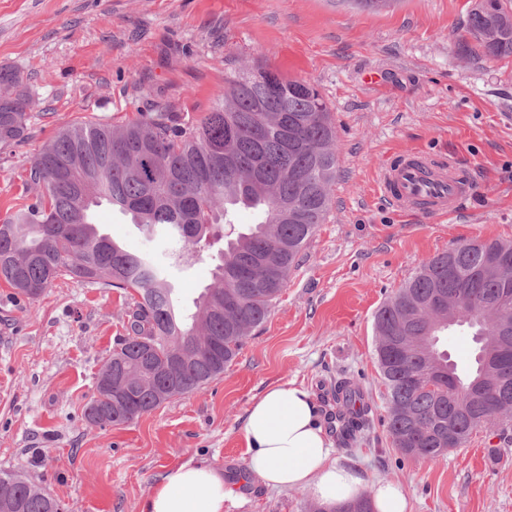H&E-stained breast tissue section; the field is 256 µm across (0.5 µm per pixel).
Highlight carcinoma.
<instances>
[{
	"label": "carcinoma",
	"instance_id": "obj_1",
	"mask_svg": "<svg viewBox=\"0 0 512 512\" xmlns=\"http://www.w3.org/2000/svg\"><path fill=\"white\" fill-rule=\"evenodd\" d=\"M363 11L396 0H339ZM457 53L472 46L493 59L512 57V11L503 0H474ZM277 92L267 93L266 82ZM215 106L194 124L159 108L112 127L80 123L63 128L34 158L26 185L32 201L0 221V279L28 298L59 277L134 292L127 336L100 377L129 392L112 407V389L96 384L86 418L107 410L108 423L127 424L165 401L203 389L224 373L244 339L268 318L273 301L329 208L336 174V130L331 111L309 83L256 64L226 79ZM0 145L23 139L31 97L21 72L0 67ZM107 202L130 213L141 232L171 243L179 264L212 247L213 225L224 224L214 283L183 308L166 271L149 255L131 252L95 230L91 210ZM262 219L243 232L238 207ZM495 253L506 262L494 267ZM471 336L512 329V243L465 242L422 263L375 314L376 358L388 389V432L403 454L434 461L460 448L495 413L512 410V379L481 375V343L473 365L458 373L438 348L448 330V307ZM183 359L166 384L173 355ZM336 423L343 439L366 425L360 389L336 385ZM57 501L18 472H0V512H54ZM332 512H374L363 494Z\"/></svg>",
	"mask_w": 512,
	"mask_h": 512
}]
</instances>
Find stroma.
<instances>
[{"mask_svg": "<svg viewBox=\"0 0 512 512\" xmlns=\"http://www.w3.org/2000/svg\"><path fill=\"white\" fill-rule=\"evenodd\" d=\"M471 0H398L367 12L331 0H0V66L32 94L26 140L0 147V219L32 198L33 158L58 131L120 125L152 105L196 118L226 77L263 63L314 85L332 111L336 177L323 224L267 321L223 374L133 422L94 426L85 409L125 335L124 291L58 278L40 296L0 281V470L18 471L64 512H145L161 475L195 458L237 480L248 456L247 409L267 388L306 386L321 418L329 391L361 388L369 425L335 441L365 493L397 483L409 512H512V431L479 430L434 461L404 456L388 433L374 315L421 263L466 241L512 242V57H459ZM413 150L450 153L474 169L454 216L397 212L380 197L383 162ZM103 234L165 259L130 216L93 211ZM215 250L175 271L184 306L212 281ZM224 512H315L307 490L258 480Z\"/></svg>", "mask_w": 512, "mask_h": 512, "instance_id": "1", "label": "stroma"}]
</instances>
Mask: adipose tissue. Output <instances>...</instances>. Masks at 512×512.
<instances>
[{
    "label": "adipose tissue",
    "mask_w": 512,
    "mask_h": 512,
    "mask_svg": "<svg viewBox=\"0 0 512 512\" xmlns=\"http://www.w3.org/2000/svg\"><path fill=\"white\" fill-rule=\"evenodd\" d=\"M243 436L249 448L246 471L267 487L309 489L325 503L361 492L362 478L337 463L334 442L304 386L291 382L257 398L247 411ZM233 494L221 471L189 460L163 475L146 512H224Z\"/></svg>",
    "instance_id": "ef3b65f1"
}]
</instances>
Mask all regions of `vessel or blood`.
<instances>
[{
    "label": "vessel or blood",
    "mask_w": 512,
    "mask_h": 512,
    "mask_svg": "<svg viewBox=\"0 0 512 512\" xmlns=\"http://www.w3.org/2000/svg\"><path fill=\"white\" fill-rule=\"evenodd\" d=\"M469 188L470 175L456 157L419 152L393 158L378 182L380 195L397 211L433 218L454 212Z\"/></svg>",
    "instance_id": "vessel-or-blood-1"
}]
</instances>
